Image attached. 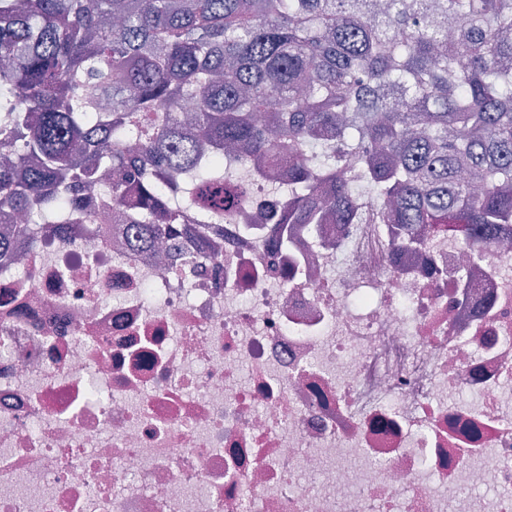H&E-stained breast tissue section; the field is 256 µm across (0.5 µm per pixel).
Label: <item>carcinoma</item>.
<instances>
[{"label": "carcinoma", "instance_id": "obj_1", "mask_svg": "<svg viewBox=\"0 0 512 512\" xmlns=\"http://www.w3.org/2000/svg\"><path fill=\"white\" fill-rule=\"evenodd\" d=\"M284 144L294 224L363 199L492 242L512 226V0H0V224H94L99 195L150 239L199 214L205 240L248 193L224 148Z\"/></svg>", "mask_w": 512, "mask_h": 512}]
</instances>
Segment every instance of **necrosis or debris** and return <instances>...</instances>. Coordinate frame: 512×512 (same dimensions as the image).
<instances>
[{
    "label": "necrosis or debris",
    "instance_id": "4bbe7bcc",
    "mask_svg": "<svg viewBox=\"0 0 512 512\" xmlns=\"http://www.w3.org/2000/svg\"><path fill=\"white\" fill-rule=\"evenodd\" d=\"M267 160L186 225L44 224L0 254V512H512V240L298 229Z\"/></svg>",
    "mask_w": 512,
    "mask_h": 512
}]
</instances>
